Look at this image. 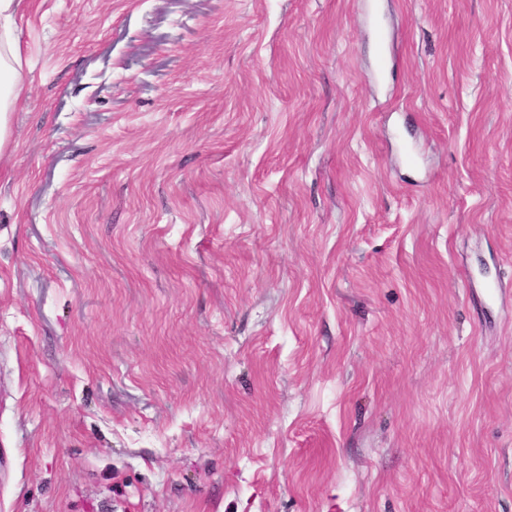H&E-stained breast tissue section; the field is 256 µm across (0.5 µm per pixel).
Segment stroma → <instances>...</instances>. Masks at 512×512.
<instances>
[{"label":"stroma","instance_id":"stroma-1","mask_svg":"<svg viewBox=\"0 0 512 512\" xmlns=\"http://www.w3.org/2000/svg\"><path fill=\"white\" fill-rule=\"evenodd\" d=\"M0 512H512V0H22Z\"/></svg>","mask_w":512,"mask_h":512}]
</instances>
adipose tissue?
I'll return each mask as SVG.
<instances>
[{
    "instance_id": "ef3b65f1",
    "label": "adipose tissue",
    "mask_w": 512,
    "mask_h": 512,
    "mask_svg": "<svg viewBox=\"0 0 512 512\" xmlns=\"http://www.w3.org/2000/svg\"><path fill=\"white\" fill-rule=\"evenodd\" d=\"M19 4L20 0H0V150L8 142V114L26 92L15 28Z\"/></svg>"
}]
</instances>
